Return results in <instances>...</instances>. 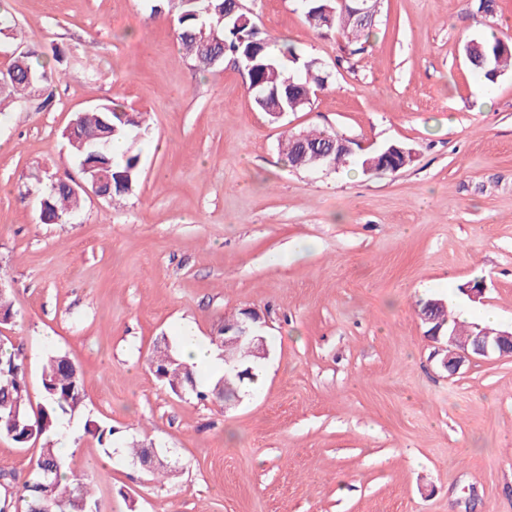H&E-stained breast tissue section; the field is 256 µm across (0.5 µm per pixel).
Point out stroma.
Returning <instances> with one entry per match:
<instances>
[{
  "label": "stroma",
  "instance_id": "35a3bbf8",
  "mask_svg": "<svg viewBox=\"0 0 512 512\" xmlns=\"http://www.w3.org/2000/svg\"><path fill=\"white\" fill-rule=\"evenodd\" d=\"M263 32L332 74L275 123L243 74L186 58L174 15L148 0H6L0 69L35 53L55 70L0 115V277L40 403L47 353L85 381L70 420L75 472L100 512H512V360L448 376L418 311L497 313L512 327V71L488 84L463 47L512 40V0H382L366 50L305 23L298 0H244ZM115 100L147 113L141 171L120 201L85 197L47 224L41 191L79 176L63 133ZM333 130L411 148L391 173L296 170L286 131ZM482 283L479 301L460 291ZM264 321L258 383L224 405L178 395L149 369L182 321L214 336L241 309ZM112 428L104 449L86 421ZM154 442L171 482L129 442Z\"/></svg>",
  "mask_w": 512,
  "mask_h": 512
}]
</instances>
